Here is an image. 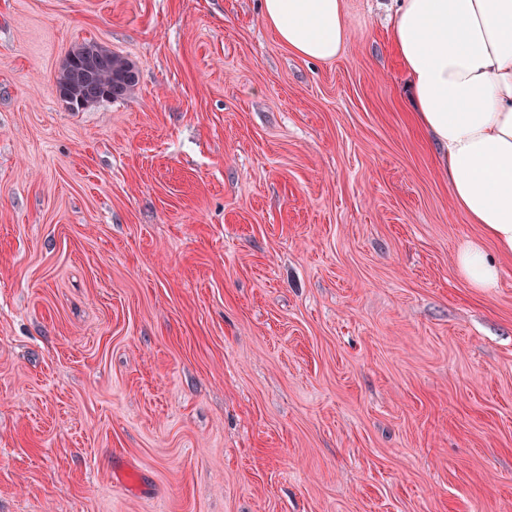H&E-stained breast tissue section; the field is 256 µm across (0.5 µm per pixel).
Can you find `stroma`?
Instances as JSON below:
<instances>
[{
  "instance_id": "stroma-1",
  "label": "stroma",
  "mask_w": 512,
  "mask_h": 512,
  "mask_svg": "<svg viewBox=\"0 0 512 512\" xmlns=\"http://www.w3.org/2000/svg\"><path fill=\"white\" fill-rule=\"evenodd\" d=\"M0 0V512H512V257L412 121L394 0ZM96 42L138 71L70 111ZM262 14L279 43L306 59L334 60L349 36L344 0H263ZM456 266L472 288L489 289L497 287L499 266L488 255L483 240H472L457 252Z\"/></svg>"
}]
</instances>
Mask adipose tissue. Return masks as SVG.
Segmentation results:
<instances>
[{"instance_id": "adipose-tissue-1", "label": "adipose tissue", "mask_w": 512, "mask_h": 512, "mask_svg": "<svg viewBox=\"0 0 512 512\" xmlns=\"http://www.w3.org/2000/svg\"><path fill=\"white\" fill-rule=\"evenodd\" d=\"M262 14L279 43L306 59L334 60L349 36L344 0H263ZM390 39L454 205L512 256V0H401ZM483 241L455 258L481 290L500 275Z\"/></svg>"}]
</instances>
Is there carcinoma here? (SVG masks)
<instances>
[{"mask_svg": "<svg viewBox=\"0 0 512 512\" xmlns=\"http://www.w3.org/2000/svg\"><path fill=\"white\" fill-rule=\"evenodd\" d=\"M134 65L95 42L74 47L68 54L57 80L64 91L62 99L73 112L100 102L107 93L112 99L126 97L136 85Z\"/></svg>", "mask_w": 512, "mask_h": 512, "instance_id": "cac0c4a2", "label": "carcinoma"}]
</instances>
